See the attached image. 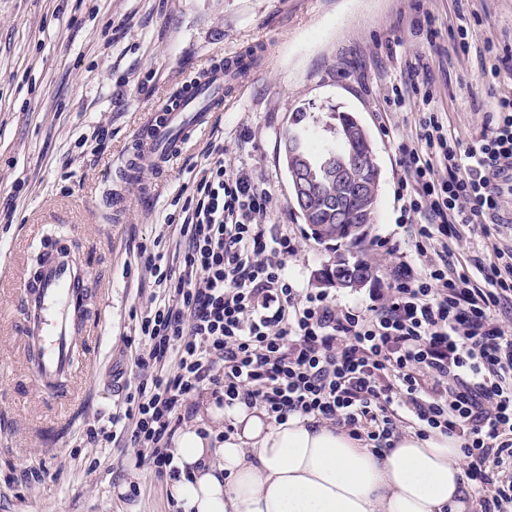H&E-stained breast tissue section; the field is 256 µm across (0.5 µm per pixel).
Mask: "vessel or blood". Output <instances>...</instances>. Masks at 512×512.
Returning <instances> with one entry per match:
<instances>
[{
  "instance_id": "vessel-or-blood-1",
  "label": "vessel or blood",
  "mask_w": 512,
  "mask_h": 512,
  "mask_svg": "<svg viewBox=\"0 0 512 512\" xmlns=\"http://www.w3.org/2000/svg\"><path fill=\"white\" fill-rule=\"evenodd\" d=\"M224 109V72L214 68L185 81L177 97L161 101L139 126L122 179L138 184L142 195L150 185L139 180L142 169L171 170L192 139ZM41 257L18 277L15 331L21 340L27 373L52 399L71 398L61 389L73 376L77 339L90 336L99 289L88 267L66 246L43 237Z\"/></svg>"
}]
</instances>
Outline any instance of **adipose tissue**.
Wrapping results in <instances>:
<instances>
[{
    "instance_id": "obj_1",
    "label": "adipose tissue",
    "mask_w": 512,
    "mask_h": 512,
    "mask_svg": "<svg viewBox=\"0 0 512 512\" xmlns=\"http://www.w3.org/2000/svg\"><path fill=\"white\" fill-rule=\"evenodd\" d=\"M218 445L195 428L175 439L185 512H463V456L455 440L407 434L373 454L342 431L299 417L268 422L239 409Z\"/></svg>"
}]
</instances>
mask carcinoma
<instances>
[{
  "label": "carcinoma",
  "mask_w": 512,
  "mask_h": 512,
  "mask_svg": "<svg viewBox=\"0 0 512 512\" xmlns=\"http://www.w3.org/2000/svg\"><path fill=\"white\" fill-rule=\"evenodd\" d=\"M354 118L350 112H338L334 115L335 124L323 127L317 116L297 112L283 138L286 167L305 169L316 178L309 213L302 212L300 217L312 226V235L321 241L342 239L336 229V213L326 210L330 199L346 208L349 223L364 226L374 221L380 186L378 165L370 137L347 136L346 127ZM359 180L364 182L362 194L356 191ZM349 245L358 249V255L352 261H338L332 277L354 283L370 271V266L361 256L363 242L352 239Z\"/></svg>",
  "instance_id": "obj_1"
}]
</instances>
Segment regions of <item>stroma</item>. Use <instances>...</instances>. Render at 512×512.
Wrapping results in <instances>:
<instances>
[{
	"mask_svg": "<svg viewBox=\"0 0 512 512\" xmlns=\"http://www.w3.org/2000/svg\"><path fill=\"white\" fill-rule=\"evenodd\" d=\"M240 57L253 64L224 89V110L165 178L142 173L150 197L118 181L138 125L184 80ZM496 63L497 76L482 62ZM418 75L408 79L409 67ZM512 87V0H0V512H176L169 480L136 467V450L100 446L86 431L108 423L122 394L112 366L139 343L153 278L140 251L172 257L173 199L191 187L211 145L227 170L272 195L269 222L293 230L286 271L300 288L339 305L367 301L399 262L417 264L413 228L400 220L398 144L415 138L424 111L468 142ZM321 120L355 113L380 169L373 224L365 233L368 278L328 280L343 243L316 239L293 203L281 157L294 112ZM109 128L91 156L96 127ZM68 245L102 284L95 365L76 362L82 408L68 417L29 381L7 315L23 267L42 234ZM387 239L397 251L375 249ZM43 471L27 483L31 470Z\"/></svg>",
	"mask_w": 512,
	"mask_h": 512,
	"instance_id": "1",
	"label": "stroma"
}]
</instances>
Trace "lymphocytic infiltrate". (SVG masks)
I'll use <instances>...</instances> for the list:
<instances>
[{"instance_id":"obj_1","label":"lymphocytic infiltrate","mask_w":512,"mask_h":512,"mask_svg":"<svg viewBox=\"0 0 512 512\" xmlns=\"http://www.w3.org/2000/svg\"><path fill=\"white\" fill-rule=\"evenodd\" d=\"M398 151L421 266L395 268L370 303L343 307L288 279L297 235L267 232L268 190L228 172L216 149L173 228L176 264L146 259L159 292L137 327L145 376L91 440L126 437L137 465L178 480L170 444L207 384L228 434L244 407L336 425L375 454L405 424L453 438L468 512H512V247L466 260L453 250L512 224V91L467 144L430 112Z\"/></svg>"}]
</instances>
